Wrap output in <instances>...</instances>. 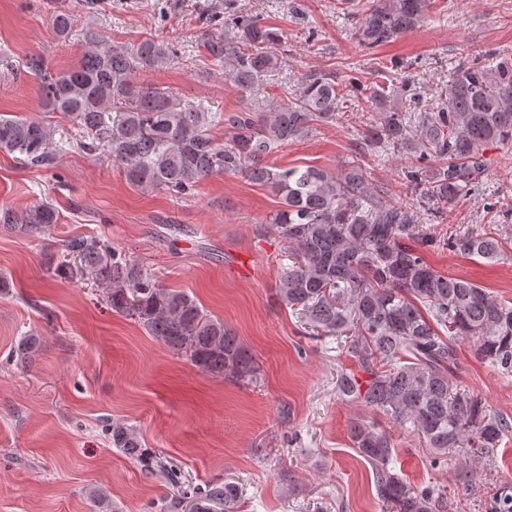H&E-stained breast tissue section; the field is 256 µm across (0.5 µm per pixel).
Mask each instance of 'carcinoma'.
I'll use <instances>...</instances> for the list:
<instances>
[{"mask_svg":"<svg viewBox=\"0 0 512 512\" xmlns=\"http://www.w3.org/2000/svg\"><path fill=\"white\" fill-rule=\"evenodd\" d=\"M430 0H369L355 26L357 41L375 48L419 27ZM75 16L53 12L55 35L67 39ZM85 52L67 71L52 72L39 55L25 67L39 81L41 108L70 119L83 147L103 149L123 165L129 181L145 193L188 195L217 175H241L270 187L281 200L271 218L288 244L291 264L278 273L282 302L306 324L347 336L346 353L357 364L337 378L340 397L381 415L419 439L436 469L448 455L489 459L512 422L480 396L451 382L459 368L456 344H470L474 358L512 374V306L469 280L437 272L424 251L433 238L416 231L417 210L448 218L456 203L486 171L484 146L512 142V60L480 61L458 68L448 90L421 103L418 124L384 92L366 97L368 124L359 151L391 145L416 159L406 173L414 204L408 206L368 180L353 160L337 172L314 166L279 167L273 153L309 137L316 126L336 120L344 87L331 72L304 77L295 97L257 105L265 77L280 69L281 34L233 10L203 47L240 92L242 106L214 112L202 101L181 99L164 87L134 78L140 68H160L178 58L176 45L154 38L136 44H104L101 31L81 29ZM224 125L219 142L211 129ZM55 128L41 121L0 115V149L23 156L30 167L56 168L61 149ZM59 216L49 202L17 213L0 211V226L33 239L49 235ZM490 224L448 236V247L464 256L499 259L509 237ZM64 279L93 281L103 301L130 317L175 355L219 378H245L256 371L253 356L224 320L203 310L185 291L164 288L134 260L95 238L64 241L55 267ZM38 336L21 338L10 361L29 367L42 349ZM112 446L147 474L174 488L167 512H235L238 486L213 480L180 485L177 467L142 446L136 430L114 422ZM349 438L371 466L381 512H446L448 497L431 485L413 486L392 467L397 444L374 421L349 427Z\"/></svg>","mask_w":512,"mask_h":512,"instance_id":"carcinoma-1","label":"carcinoma"}]
</instances>
